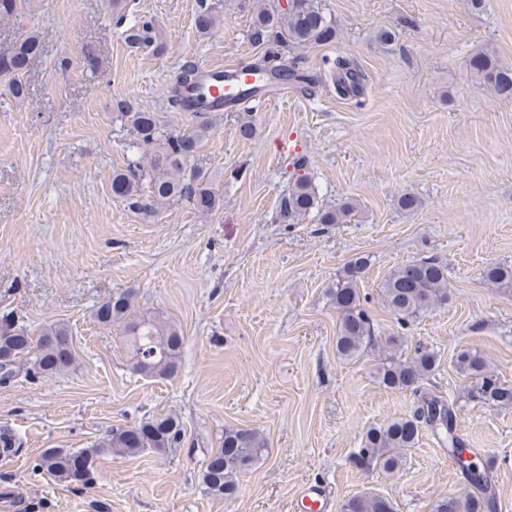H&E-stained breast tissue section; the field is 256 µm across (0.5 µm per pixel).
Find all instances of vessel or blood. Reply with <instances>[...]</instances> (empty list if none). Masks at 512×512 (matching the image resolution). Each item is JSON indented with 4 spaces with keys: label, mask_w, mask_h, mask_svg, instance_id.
Listing matches in <instances>:
<instances>
[{
    "label": "vessel or blood",
    "mask_w": 512,
    "mask_h": 512,
    "mask_svg": "<svg viewBox=\"0 0 512 512\" xmlns=\"http://www.w3.org/2000/svg\"><path fill=\"white\" fill-rule=\"evenodd\" d=\"M197 85L187 93V109L210 114L225 112L246 104L271 105L282 96L286 83L274 81L261 71H247L238 66L200 64L196 67ZM301 512H332L333 501L318 486L300 492Z\"/></svg>",
    "instance_id": "1"
}]
</instances>
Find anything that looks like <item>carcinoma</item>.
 Segmentation results:
<instances>
[{
  "mask_svg": "<svg viewBox=\"0 0 512 512\" xmlns=\"http://www.w3.org/2000/svg\"><path fill=\"white\" fill-rule=\"evenodd\" d=\"M336 29L323 11L319 0H288V7L269 10L258 7L253 36L257 41L272 37L287 45L324 44L333 39ZM131 46L154 44L152 22L136 18L127 29ZM40 51L38 39L30 35L13 47L0 51V76L8 79V90L15 99L27 95L22 75L29 62ZM469 68L479 81L503 99H512V69L499 65L494 54L481 50L469 59ZM194 70L186 65L176 72L167 99L174 112L185 111L181 89L192 84ZM135 132L138 158L127 167L114 172L112 194L130 208L153 213L174 201L188 203L201 213L214 211L219 198L209 186L206 172L191 165L197 149L208 132L209 119L203 112L193 114L195 124L181 132H167L156 113L127 109L122 113ZM353 207L343 205L321 209L308 177L300 176L288 188L280 206L285 224H293L303 216L316 213L319 224H342ZM368 266V258L359 257L348 263L334 287L328 290L339 314L336 350L344 359L376 355V375L384 387L410 392L416 397L410 415L393 419L380 426L369 427L362 436V447L351 453V461L363 469L378 468L388 474L399 473L405 453L416 447L421 425L429 426L448 445L452 456L467 476L474 491L463 495L436 497L430 512H488L494 498L490 466L476 460H463L470 449L456 433L455 409L444 396L426 391L423 385L436 373L438 354L421 345L410 356L403 355L402 337L378 334L367 308V297L361 295L359 281ZM485 278L498 288H512V265L494 263L485 269ZM379 296L396 317L400 326L409 324L430 310L448 304V268L434 256L422 257L390 271ZM96 322L122 327L129 350L131 370L145 378H169L179 366L183 337L176 325L163 312L141 311L135 307L131 292L121 291L101 302L94 310ZM67 331L53 326L38 337L31 336L15 324L13 313L0 317V351L10 356L0 364V379L14 375L15 365L26 362V373L41 378L53 376L72 365L75 353L68 343ZM456 369L469 380L464 391L467 399L477 405L512 407V384L501 381L487 359L478 351L462 349L456 356ZM142 426L111 429L98 448H47L39 467L64 485L90 479L98 455L110 449L118 455L134 456L147 448L164 451L175 447L183 433V425L171 416L153 419L152 435L145 443L135 441ZM266 440L256 429L228 428L224 440L207 460L202 482L207 492L228 499L238 489L237 476L251 470L262 458ZM77 455L88 461L82 473L72 470L70 461ZM341 512H395L385 497L362 494L347 499Z\"/></svg>",
  "mask_w": 512,
  "mask_h": 512,
  "instance_id": "cac0c4a2",
  "label": "carcinoma"
}]
</instances>
